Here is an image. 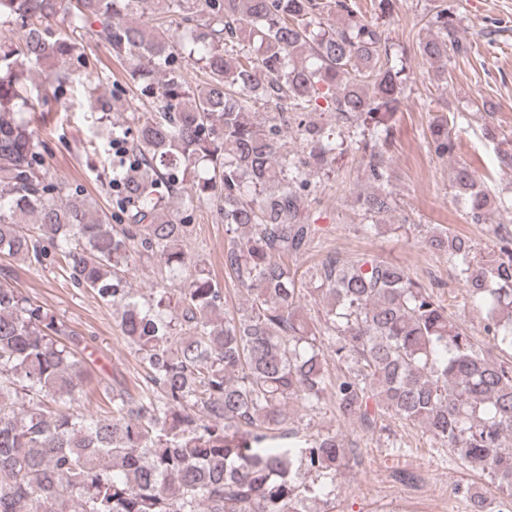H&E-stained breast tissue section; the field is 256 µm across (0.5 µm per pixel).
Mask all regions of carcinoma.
<instances>
[{
  "label": "carcinoma",
  "mask_w": 512,
  "mask_h": 512,
  "mask_svg": "<svg viewBox=\"0 0 512 512\" xmlns=\"http://www.w3.org/2000/svg\"><path fill=\"white\" fill-rule=\"evenodd\" d=\"M149 12L174 29L138 21ZM61 14L159 102L142 118L117 83L108 96L90 94L92 109L116 113L103 129L108 143L131 142L108 181L125 224L112 225L82 187L47 178L37 133L22 118L34 108L36 68L57 92L75 80L104 84L54 28ZM2 25L19 28L22 44H0V253L35 271L58 263L72 287L117 308L145 376L138 396L112 395L103 415L53 409L89 382L75 333L0 286V512H322L348 448L334 431L304 433L288 408L328 400L369 429L386 417L423 426L430 442L512 497V365L476 347L429 287L379 257L329 254L313 273L324 314L300 306L303 281L288 259L317 244L313 176L353 145L373 184L357 198L364 214L396 206L387 153L405 68L378 20L355 0H0ZM427 25L419 52L443 79L448 57L470 45L445 0ZM185 56L206 81L189 83ZM321 99L347 137L315 120ZM258 103L279 113L252 121ZM290 121L296 152L283 143ZM456 146L447 114L436 115L428 152L450 157ZM452 187L473 224L504 205L466 164L453 169ZM166 197L184 217L163 213ZM205 204L224 217V270L245 291L232 313L224 289L200 265L189 269L184 249ZM496 239L486 259L443 229L422 243L448 256L467 297L486 309V335L512 347V231ZM144 257L186 286L139 303L126 274Z\"/></svg>",
  "instance_id": "1"
}]
</instances>
